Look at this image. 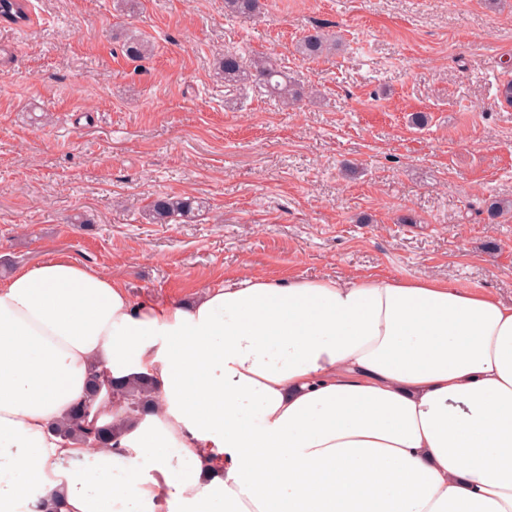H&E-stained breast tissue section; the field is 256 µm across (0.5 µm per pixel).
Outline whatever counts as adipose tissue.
Returning a JSON list of instances; mask_svg holds the SVG:
<instances>
[{
    "label": "adipose tissue",
    "instance_id": "adipose-tissue-1",
    "mask_svg": "<svg viewBox=\"0 0 512 512\" xmlns=\"http://www.w3.org/2000/svg\"><path fill=\"white\" fill-rule=\"evenodd\" d=\"M158 386L117 447L91 370ZM0 512H512V305L445 280L249 276L133 303L66 257L0 281ZM81 407L72 411L66 421L57 427V433L69 442L83 445L100 444L104 447H113L112 442L116 438V446L122 433L120 423L109 422L103 426H98L97 422L95 425L89 424L81 417Z\"/></svg>",
    "mask_w": 512,
    "mask_h": 512
}]
</instances>
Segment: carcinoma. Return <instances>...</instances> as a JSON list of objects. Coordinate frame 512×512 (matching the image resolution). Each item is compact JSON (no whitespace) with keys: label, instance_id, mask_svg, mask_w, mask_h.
Listing matches in <instances>:
<instances>
[{"label":"carcinoma","instance_id":"1","mask_svg":"<svg viewBox=\"0 0 512 512\" xmlns=\"http://www.w3.org/2000/svg\"><path fill=\"white\" fill-rule=\"evenodd\" d=\"M259 0H225V8L237 17H251L259 10ZM25 26L30 22L29 0H0V23ZM331 41L325 34L314 31L301 37L297 49L308 58L321 57L330 49ZM126 55L131 59L144 58L151 52V44L140 36H131L123 43ZM218 71L224 76V84L238 87L254 84L284 108H294L302 101L303 87L288 77V72L274 59L253 55L243 57L235 51H225L218 61ZM194 204L189 198L158 197L151 204L149 218L162 222L171 218L190 219ZM112 392L123 403L126 418L135 419L148 413L154 406L158 388L153 379L141 376L128 383L120 382ZM57 433L76 444L112 445L122 433L120 424L109 422L103 426L90 424L82 418L81 409L71 412L66 421L57 427Z\"/></svg>","mask_w":512,"mask_h":512}]
</instances>
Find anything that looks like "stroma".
Here are the masks:
<instances>
[{
    "instance_id": "1",
    "label": "stroma",
    "mask_w": 512,
    "mask_h": 512,
    "mask_svg": "<svg viewBox=\"0 0 512 512\" xmlns=\"http://www.w3.org/2000/svg\"><path fill=\"white\" fill-rule=\"evenodd\" d=\"M260 3L242 19L224 0H30L28 26L0 24V279L64 255L136 302L374 273L512 304V212L487 213L512 199V0ZM313 29L337 49L296 53ZM129 34L152 56L128 58ZM227 49L317 98L225 86ZM161 195L192 198V221L148 223Z\"/></svg>"
}]
</instances>
